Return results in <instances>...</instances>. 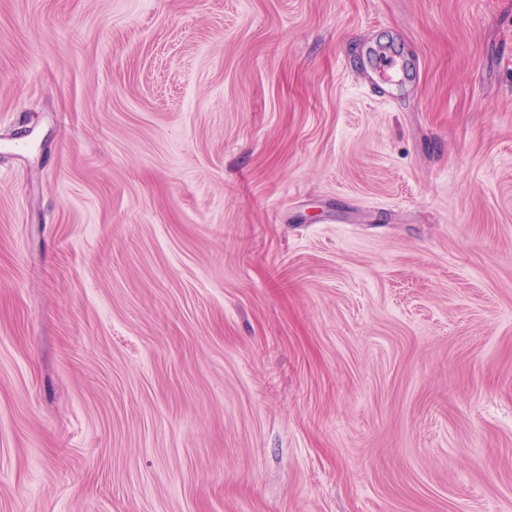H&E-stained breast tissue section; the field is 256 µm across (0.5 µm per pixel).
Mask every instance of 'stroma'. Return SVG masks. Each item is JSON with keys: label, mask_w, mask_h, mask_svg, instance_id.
Masks as SVG:
<instances>
[{"label": "stroma", "mask_w": 512, "mask_h": 512, "mask_svg": "<svg viewBox=\"0 0 512 512\" xmlns=\"http://www.w3.org/2000/svg\"><path fill=\"white\" fill-rule=\"evenodd\" d=\"M0 512H512V0H0Z\"/></svg>", "instance_id": "1"}]
</instances>
